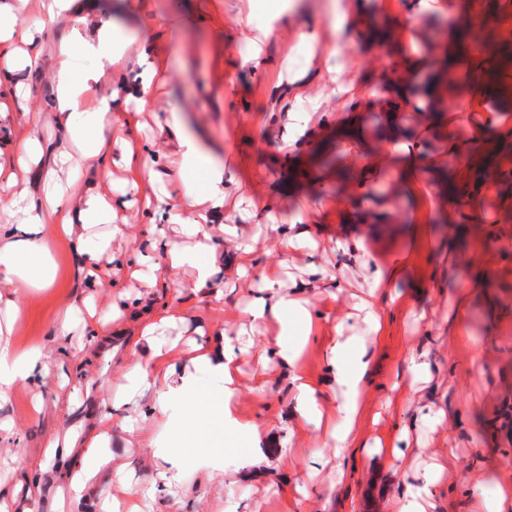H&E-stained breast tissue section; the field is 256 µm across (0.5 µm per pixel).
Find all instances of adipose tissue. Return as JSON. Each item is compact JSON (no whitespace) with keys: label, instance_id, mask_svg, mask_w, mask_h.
Returning <instances> with one entry per match:
<instances>
[{"label":"adipose tissue","instance_id":"obj_1","mask_svg":"<svg viewBox=\"0 0 512 512\" xmlns=\"http://www.w3.org/2000/svg\"><path fill=\"white\" fill-rule=\"evenodd\" d=\"M98 0H48L47 9L52 14H78L81 25L68 34L48 41L27 33L31 45L27 64H34L43 52L54 58L52 73V108L58 112L68 134V142L54 155L52 170L43 183L44 205H37L26 196L0 194V222L13 224L8 235H0V284L12 286L22 282L33 288L46 287L52 277L49 254L41 238L43 225L48 215H56L66 236L85 248L90 262L88 274L93 278L107 277L112 272V239L108 236L92 238L86 230L95 224H110L114 221L115 209L111 198L98 191L77 190L73 181L66 179V172L88 162L102 160L108 150L101 138L102 129L113 126L112 107L100 102L88 107L85 92L90 85L106 79L107 65L123 64L124 48L130 40L150 44L155 34L149 23H142L136 31L112 24H98ZM105 60V68L80 70L78 55ZM462 60L455 32H448L443 46L436 55L414 53L403 58L394 78L393 98L379 101L378 108L384 114V129L387 136L385 155L364 158L357 169L359 180H367L384 163L386 156H397L396 167L407 193L417 206V223H425V212L433 193L428 177L434 171V161L420 157L411 145L401 144L397 135L401 127V114L411 103L414 84L418 78L426 80L424 103L433 114L432 127L436 134L448 142V150L458 153L461 143L454 135L455 123L465 121L476 111L483 98L482 91H474L469 97L447 107L441 91L440 67L458 68ZM454 110V117H447V110ZM176 147L173 163L182 182L189 184L199 171H207V182L197 190L187 188L180 197L175 218L185 224H200L213 213L225 207L230 191L224 182V171L214 164L211 152L204 142L189 131L181 116H174L169 126ZM231 235L230 225H218L216 230H205L203 241L192 247L170 245L167 253L172 267L188 270L186 283L192 293L210 294L212 266L206 257L211 253L210 240L213 234ZM399 267L377 271L367 299L361 308L369 325L368 336L356 340L337 335L329 346L330 363L336 370V382L344 389L345 397L338 402L335 424L328 436L335 452L334 464L329 476L333 482H341L345 476V458L360 435L361 422L366 405V386L371 375V349L382 330L383 319L375 306L376 298L386 297L399 274ZM293 312L301 321L310 322L311 313L296 298L282 280L277 262H270L262 272V286L250 316L255 323L263 325L266 332L284 340L280 355L293 372L290 391L298 411L297 431L310 425L321 424L323 411L318 399V385L305 373L297 370L299 357L309 343L308 337H297L287 343L289 325L285 312ZM178 308H163L147 313L140 321V333L146 337L145 353L126 349L121 353L128 372L123 396L112 403L113 409L124 411L123 427L137 435L143 447L154 445L152 432L144 426L138 416L139 402L152 392L157 396L160 411L165 412L166 422L173 434L168 455L177 457L172 466L157 468L153 483L171 488L181 484L182 464L192 457L210 455L221 457L225 449L239 451L242 459L254 462L258 459L262 424L254 420L239 418L235 410L238 397L236 380L240 356L254 358L257 367L267 362L265 347L254 340L234 343L224 338L204 339L194 343L191 357H184L176 344L158 341L156 331L163 325L180 319ZM48 374L43 355L37 351L18 353L9 342L0 341V401L12 393L17 380L31 383L42 382ZM112 435L110 417H102L96 434L85 435L77 430H67L64 435L48 440L44 450L45 462H53L66 454L68 449H80L81 463L70 470L63 487L58 490L59 499L78 504L88 488L99 475L112 467V456L107 444ZM456 453H449L446 463H435L416 473L407 492L395 497L391 512H434L436 502L433 488L440 483L446 468L455 467Z\"/></svg>","mask_w":512,"mask_h":512}]
</instances>
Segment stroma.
I'll list each match as a JSON object with an SVG mask.
<instances>
[{
    "instance_id": "stroma-1",
    "label": "stroma",
    "mask_w": 512,
    "mask_h": 512,
    "mask_svg": "<svg viewBox=\"0 0 512 512\" xmlns=\"http://www.w3.org/2000/svg\"><path fill=\"white\" fill-rule=\"evenodd\" d=\"M475 4L482 18L472 39L466 17L431 13L415 20L402 10L379 15L377 0H368L376 27L409 31L401 53L435 52L443 27L454 24L464 31L463 46L480 59L485 77L512 86V0ZM142 7L158 34L153 54L167 57L168 73L144 86L142 48L131 45L127 68L89 95L93 102L111 101L119 119L118 128L103 132L109 153L92 171L72 175L74 182L93 185L121 201L116 218L120 231L112 240L120 265L95 290H87L85 255L50 221L45 244L55 272L52 286L36 295L27 288L13 289L17 311L0 305V326H11L16 351L41 350L49 367L43 384L18 385L0 405V422L6 425L0 431V499L10 500L18 481L37 479L43 496L36 512H54L55 489L67 469L79 464L80 454L74 450L47 465L42 452L50 437L70 426L93 433L108 413L106 401L123 393L126 364L113 357L112 348L136 338L135 315L141 309L185 305L181 321L159 330L165 341L183 347L204 335L260 336L246 311L247 297L250 289L260 287V274L270 261H283L286 279L310 303L314 328L298 366L320 381L323 408L333 412L343 394L329 365L327 343L339 325L345 335H366L357 303L376 270L398 260L404 267L391 295L377 302L385 328L372 351L362 446L348 452L343 482L330 486L327 471L312 473L304 467V460L330 456L332 450L322 432H293L297 411L288 394V369L277 354L276 338L269 336L264 338L269 352L264 375H256L255 362L247 356L240 360L238 374L241 416L269 425L260 459L243 465L228 452L220 470L210 460H196L185 468L182 486L154 493L148 512H244L254 505L259 512H288V489L297 482L310 493L300 501L299 512H388L391 498L408 488L413 472L432 458L446 457L452 447L459 469L437 487V512H470L473 498L493 496L499 471L512 467V207L504 202L512 194V149H489L495 139L491 133L485 142L472 140L473 126L484 114L512 126V100L487 97L469 122L456 125L455 136L465 144L459 154L449 153L447 141L429 131L427 113L404 112L401 138L441 163L447 204L432 209L428 223H413L415 203L398 189L394 166L384 164L369 180L365 197L384 203L389 219L354 224L349 217L355 196L345 173L357 162L336 138L335 105L314 111L304 134L288 125L289 112L312 111L290 89L295 67L310 66L318 85L326 82V70L332 67L339 86L366 82L378 96L388 93L385 51L351 32L344 21L348 0H290L279 18L262 0H143ZM241 15L248 17V24L238 25ZM307 29L340 43L336 59H309L299 37ZM262 31L267 37L257 53L252 38ZM256 53L261 56L257 65L251 62ZM52 68L50 56H41L37 66L18 71L17 84L0 88V152L10 153L32 133L44 147L38 164L12 168L11 193L37 203L42 200V179L64 139L58 115L48 106ZM141 95L147 100L144 111L127 105V98ZM175 108L211 149L225 178L246 191L228 221L235 224L239 241L253 247L255 266L246 278H238L232 247L215 238L214 278L225 284L218 301L191 299L188 272L170 268L161 248L165 241L189 246L197 239L194 226L174 223L171 207L159 201L164 187L153 178L171 167L168 126ZM29 111L40 113L37 127L28 124ZM132 148L144 162L135 178L124 163ZM312 208L319 215L307 236L294 246H281L289 225ZM89 292L99 309L112 306L121 312L105 327L111 342L85 346L77 318L69 343L59 344L55 333L61 312ZM462 298L472 340L486 347L478 371L472 364V341L455 334L454 313ZM413 350L425 353L429 380L405 398L394 383L409 378ZM259 384L266 388L262 401L251 392ZM141 409L146 425L155 429L156 448L165 447L169 430L157 418L153 394H146ZM429 409L443 412L442 422L427 418ZM111 416L112 472L75 512H101L120 484L146 488L159 462L156 448L141 447L121 430L120 414ZM377 437L401 440L403 454L392 469H384L373 448ZM288 455L295 465H280V458Z\"/></svg>"
}]
</instances>
